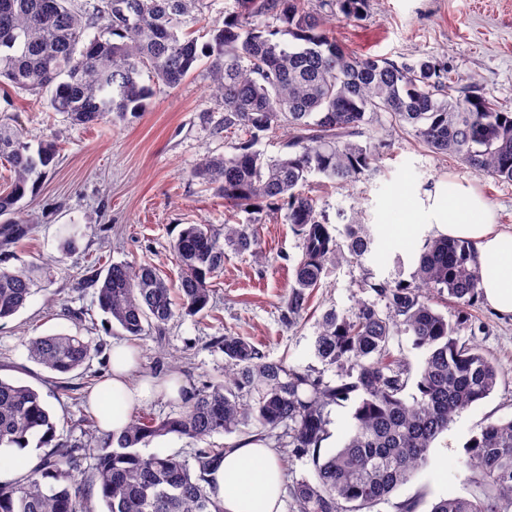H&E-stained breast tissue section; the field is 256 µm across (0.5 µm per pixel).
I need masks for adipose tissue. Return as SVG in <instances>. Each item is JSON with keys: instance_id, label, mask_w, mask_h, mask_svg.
<instances>
[{"instance_id": "1", "label": "adipose tissue", "mask_w": 512, "mask_h": 512, "mask_svg": "<svg viewBox=\"0 0 512 512\" xmlns=\"http://www.w3.org/2000/svg\"><path fill=\"white\" fill-rule=\"evenodd\" d=\"M437 225L442 235L472 241L478 251L481 290L495 311L512 315V231H500L485 199L473 188L455 191L436 184L417 195L407 224ZM121 403L109 412L99 400L91 406L107 432L129 423L133 408L152 394V385L137 372L132 349L119 341L112 347V377L107 383ZM209 477L224 505V512H281L282 472L270 448L246 442L228 451Z\"/></svg>"}]
</instances>
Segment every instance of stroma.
Returning a JSON list of instances; mask_svg holds the SVG:
<instances>
[{
  "label": "stroma",
  "mask_w": 512,
  "mask_h": 512,
  "mask_svg": "<svg viewBox=\"0 0 512 512\" xmlns=\"http://www.w3.org/2000/svg\"><path fill=\"white\" fill-rule=\"evenodd\" d=\"M332 32L362 55L397 62L436 58L447 65L454 86L478 83L512 111V0H367L362 19L337 18ZM152 89L147 112L94 127L49 109L48 94L0 93V115L10 117L28 143L52 137L60 149L36 193L24 198L18 232L0 245L2 269L47 268L26 306L0 320V377L35 389L56 420L58 435L68 441L90 442L94 412L88 375H109L112 344L122 338L120 327L108 323L99 309L87 274L114 262H149L177 279L173 242L180 230L188 224L220 230L228 216L223 199L193 174L201 159L232 155L245 139L243 132L225 129L224 106L207 65L197 66L177 87L156 83ZM437 182L476 189L497 226L512 230V181L474 172L455 157L430 152L411 132H401L384 141L372 170L350 185L310 178L316 209L326 214L331 229L343 227L338 213L360 212L375 236L373 251L358 263H327L310 307L292 320L286 299L301 240L285 220L264 216L257 227L260 256L225 247L212 312L175 315L161 330L134 341L139 373L156 388L153 399L135 406V413H178L181 400L168 393L169 379L187 387L223 378L224 353L215 339L227 332L246 337L268 359L286 360L337 383L335 369L315 355L321 316L331 308L346 315L358 300H374L373 291L359 290L363 278L379 281L398 273L410 278L415 258L438 229L421 224L405 231L400 209L415 192ZM77 332L97 350L87 368L59 376L31 359V338ZM458 339L496 360L502 371L497 385L457 417L435 440L428 464L373 512H400L401 504L412 500L416 512H430L439 499L472 497L475 490L465 482L462 467L466 441L487 420L512 418V316L477 302ZM258 431L248 424L203 440L169 434L141 452L190 461L198 448H233Z\"/></svg>",
  "instance_id": "1"
}]
</instances>
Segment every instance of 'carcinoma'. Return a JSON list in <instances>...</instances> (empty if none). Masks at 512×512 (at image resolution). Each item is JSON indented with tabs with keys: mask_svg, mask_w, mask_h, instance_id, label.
<instances>
[{
	"mask_svg": "<svg viewBox=\"0 0 512 512\" xmlns=\"http://www.w3.org/2000/svg\"><path fill=\"white\" fill-rule=\"evenodd\" d=\"M68 0H0V86L38 95L51 90L49 107L79 125L137 117L146 111L151 86L143 73L176 87L205 59L224 102V127L249 139L230 156L206 157L194 175L236 212L284 213L302 239L287 298L288 314L303 313L319 287L326 262H359L374 237L354 212L343 239L308 195L309 176L346 185L370 170L377 146L361 143L365 128L388 114L381 127L390 136L411 132L431 152L452 154L470 169L512 181V111L471 88L448 86V68L434 59L401 62L347 51L327 24L361 14L363 0H234L224 25L210 30L203 44L182 33L184 19L201 12L204 0H100L96 16L73 12ZM102 21L112 38L89 37ZM280 22L274 29L270 22ZM295 40L286 45L282 35ZM288 130L282 155L252 149L261 134ZM52 140L37 149L23 140L8 119H0V159L13 173L0 191V216L21 213V201L36 190L56 164ZM259 255L253 230L224 224H188L173 250L178 284L151 263L114 262L89 278L100 309L123 335L143 336L176 312L208 308L211 279L224 268V244ZM37 270H0V319L23 308L36 285ZM478 251L468 240L439 236L422 248L411 281H361L385 303L360 300L349 315L326 311L315 354L340 372L331 385L312 371L283 360L269 361L242 336L216 341L224 352V379L180 389L182 409L164 418L131 416L118 435L96 440L95 472L74 473L80 443L59 439L39 393L0 378V450L30 441L51 447L40 464L9 485H0V512H94L99 494L106 512H224L207 474L227 449L200 448L196 467L177 456H144L138 448L168 434L205 439L232 433L249 422L265 430L283 429L282 447L309 458L315 480L302 478L290 490L295 512H372L426 464L434 441L472 404L495 389L501 370L476 346L459 343L464 318H449L432 307L430 295H447L458 312L479 297ZM425 351L408 402L403 392L408 364L390 355L398 331ZM29 354L58 375L83 367L92 346L79 335L51 334L29 342ZM356 394L354 427L337 452L320 459L329 437V407ZM465 481L472 498L448 497L431 512H512V419L489 420L465 444Z\"/></svg>",
	"mask_w": 512,
	"mask_h": 512,
	"instance_id": "1",
	"label": "carcinoma"
}]
</instances>
